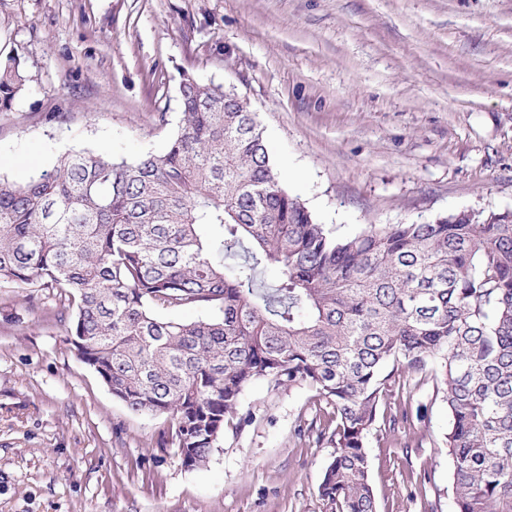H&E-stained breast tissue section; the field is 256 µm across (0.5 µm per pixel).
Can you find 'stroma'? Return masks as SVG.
I'll return each mask as SVG.
<instances>
[{
  "label": "stroma",
  "instance_id": "1",
  "mask_svg": "<svg viewBox=\"0 0 512 512\" xmlns=\"http://www.w3.org/2000/svg\"><path fill=\"white\" fill-rule=\"evenodd\" d=\"M0 175L76 147L134 158L177 132L190 75L235 91L289 192L320 223L512 211V0H0ZM56 290L0 280V512H322L331 444L298 439L307 386L241 396L253 420L189 467L163 415L112 396L67 340ZM367 437L378 512H452L448 408L413 376ZM27 78L19 68V62L10 57L5 64L0 63V111L8 110L12 101L25 87Z\"/></svg>",
  "mask_w": 512,
  "mask_h": 512
}]
</instances>
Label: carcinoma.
Returning <instances> with one entry per match:
<instances>
[{
  "label": "carcinoma",
  "mask_w": 512,
  "mask_h": 512,
  "mask_svg": "<svg viewBox=\"0 0 512 512\" xmlns=\"http://www.w3.org/2000/svg\"><path fill=\"white\" fill-rule=\"evenodd\" d=\"M0 64V111L25 87ZM179 132L127 159L88 148L0 176V279L57 288L68 341L135 413L166 414L183 462H207L255 381L304 384L332 444L324 512H377L365 441L424 375L446 390L454 512H512V212L338 235L282 185L233 92L185 76ZM209 308L182 321L175 313Z\"/></svg>",
  "instance_id": "cac0c4a2"
}]
</instances>
